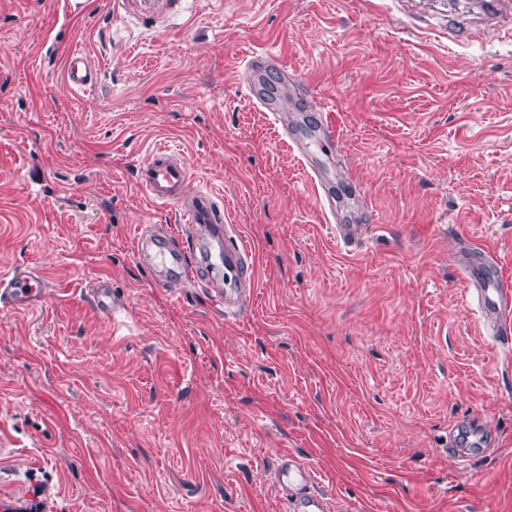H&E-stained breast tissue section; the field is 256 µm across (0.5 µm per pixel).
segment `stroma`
<instances>
[{
	"mask_svg": "<svg viewBox=\"0 0 512 512\" xmlns=\"http://www.w3.org/2000/svg\"><path fill=\"white\" fill-rule=\"evenodd\" d=\"M90 2L0 0V279L46 288L0 308V512H283L285 452L332 512H512V363L460 275L471 241L512 274V8L184 0L156 32ZM266 48L267 76L295 73L268 109L236 78ZM322 107L353 251L284 133ZM160 144L256 253L236 316L134 254L137 226H182L136 183ZM476 418L491 448L458 460L449 432ZM64 73L68 84L83 92L92 91L98 82V72L78 49L70 51L66 56ZM311 179L317 183V186L322 190V198L323 202L327 203V206L324 205V215L326 218V223L330 224L335 236L336 242L342 244L346 248H357L353 247V244L358 242V233H357V224H332L334 222L330 216H333L332 213V202L335 201L333 196L329 192V188L326 186V183L318 178V182L315 179V175H311ZM41 276L37 272L13 276L8 282H0L1 308L25 309L42 302L45 297Z\"/></svg>",
	"mask_w": 512,
	"mask_h": 512,
	"instance_id": "obj_1",
	"label": "stroma"
}]
</instances>
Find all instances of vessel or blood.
I'll list each match as a JSON object with an SVG mask.
<instances>
[{
	"mask_svg": "<svg viewBox=\"0 0 512 512\" xmlns=\"http://www.w3.org/2000/svg\"><path fill=\"white\" fill-rule=\"evenodd\" d=\"M182 0H112L114 15L135 20L140 25L161 30L168 17L179 10ZM272 54H257L240 70L239 78L253 85L261 69L274 66ZM65 78L68 84L83 92L92 91L98 82V73L87 56L78 49L65 58ZM338 139L336 125L324 118L320 134L310 141L295 140L299 153L332 149ZM136 183L148 200L157 205L177 207L185 223L206 224L210 237L198 240L195 233L182 236L138 232L135 254L144 263L159 262L166 288L200 285L201 273H212L223 268L228 289H212L210 303L225 315L236 313L244 289L252 287L253 251L240 239L234 225L224 214V198L213 191H189V169L180 153L165 145L152 149L138 165ZM473 305L480 312L490 335L501 338L512 336V276L502 272L494 253L487 246H479L461 268ZM46 290L41 276L31 272L13 276L0 282V306L25 309L42 302ZM314 477L313 469L291 456H283L276 474L280 490L289 494L287 512H330L327 498L307 493Z\"/></svg>",
	"mask_w": 512,
	"mask_h": 512,
	"instance_id": "vessel-or-blood-1",
	"label": "vessel or blood"
}]
</instances>
